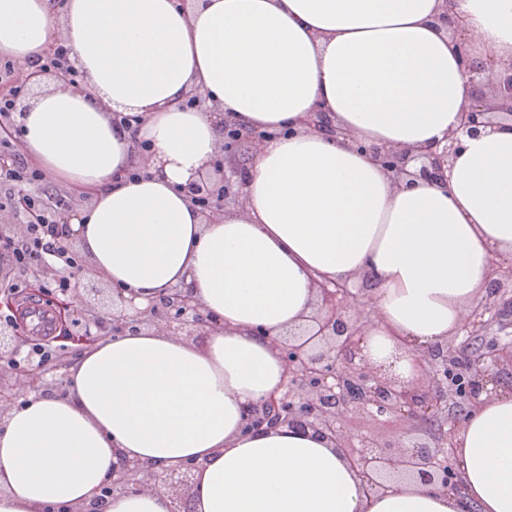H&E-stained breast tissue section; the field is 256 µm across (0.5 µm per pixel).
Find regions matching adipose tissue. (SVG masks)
Returning <instances> with one entry per match:
<instances>
[{
    "label": "adipose tissue",
    "mask_w": 512,
    "mask_h": 512,
    "mask_svg": "<svg viewBox=\"0 0 512 512\" xmlns=\"http://www.w3.org/2000/svg\"><path fill=\"white\" fill-rule=\"evenodd\" d=\"M442 0H0V56L35 65L63 44L80 85L17 115L24 153L87 192L72 228L92 270L137 308L186 285L224 322L203 342L156 327L98 342L70 390L25 393L0 414V512L89 502L118 457L201 463L194 512H458L421 488L367 493L325 439L245 435V411L281 389L272 339L317 284L370 277L365 356L416 378L406 340L440 343L512 252V131L464 137L449 181L396 188L364 153L306 130L321 109L365 142L426 146L468 103ZM482 51L512 57V0H457ZM204 102L187 108L193 92ZM140 115L136 137L112 113ZM276 131L253 152L240 203L205 218L183 187L223 154L222 120ZM144 174L129 180V169ZM454 458L476 512H512V392L470 412Z\"/></svg>",
    "instance_id": "ef3b65f1"
}]
</instances>
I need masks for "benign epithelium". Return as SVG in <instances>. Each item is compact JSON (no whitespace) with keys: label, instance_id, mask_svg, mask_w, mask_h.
<instances>
[{"label":"benign epithelium","instance_id":"obj_1","mask_svg":"<svg viewBox=\"0 0 512 512\" xmlns=\"http://www.w3.org/2000/svg\"><path fill=\"white\" fill-rule=\"evenodd\" d=\"M454 6L455 0H443L439 21L448 30L471 88L458 128L426 150L358 143L397 183L405 175L414 181L445 184L463 148L462 136L479 134L494 117L503 125L512 123V58L505 61L479 51ZM245 136L256 145L271 138L262 131L224 128L226 140ZM242 187L241 175L230 168L220 186L202 176L190 180L185 192L191 198L208 195L206 214L211 216L221 210L224 200L240 197ZM507 286L512 288V254L499 255L492 263L485 291L470 305L456 332L464 337L461 344L446 340L419 353L418 376L404 383L388 377L361 353L360 340L378 316L371 289L362 281L318 285L309 322L288 327L276 339L288 370L285 384L248 410L242 432L254 434L277 426L310 429L344 451L373 493L384 494L405 481L464 500L453 456L461 422L481 404L482 396L504 387L512 390V323L503 322V317L512 315ZM82 291L101 292L97 277L87 270L78 275L74 297L81 298ZM129 305L121 291L112 290L115 337L157 326L198 342L204 331L216 327L208 312L177 286L132 316L126 313ZM20 350L18 329L1 327L0 355L15 357ZM357 417L382 422L392 428V436L384 441L364 438L354 446L346 421ZM199 469L194 461L159 473L121 459L112 465L110 489L113 494L151 491L177 502L176 512H182L194 495Z\"/></svg>","mask_w":512,"mask_h":512}]
</instances>
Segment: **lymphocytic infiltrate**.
Listing matches in <instances>:
<instances>
[{
	"label": "lymphocytic infiltrate",
	"instance_id": "f902f5d3",
	"mask_svg": "<svg viewBox=\"0 0 512 512\" xmlns=\"http://www.w3.org/2000/svg\"><path fill=\"white\" fill-rule=\"evenodd\" d=\"M24 92V83L18 77L12 61L0 59V157H8L9 163L0 166V183L6 185L5 198L11 208L21 215L25 224L22 240L0 236V259L8 267L28 271L54 265L58 268L56 278L48 281L43 295L64 293L70 288L74 270L80 269L79 256L67 249L65 240L70 232L62 217L64 208L58 204L62 192H40L16 195L15 189L28 184H39L44 180L39 168L25 160L16 147L6 125L10 123L18 96Z\"/></svg>",
	"mask_w": 512,
	"mask_h": 512
}]
</instances>
